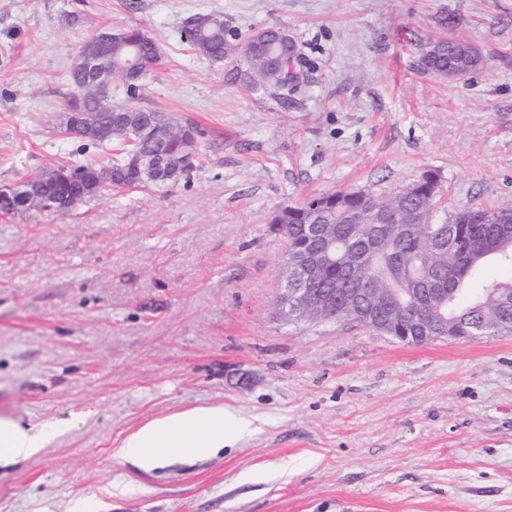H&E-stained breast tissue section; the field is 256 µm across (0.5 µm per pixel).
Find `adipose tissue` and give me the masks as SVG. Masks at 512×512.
Masks as SVG:
<instances>
[{
	"label": "adipose tissue",
	"instance_id": "adipose-tissue-1",
	"mask_svg": "<svg viewBox=\"0 0 512 512\" xmlns=\"http://www.w3.org/2000/svg\"><path fill=\"white\" fill-rule=\"evenodd\" d=\"M245 427V422L226 414L223 407H200L147 424L127 436L113 456L135 460L140 468L150 470L171 457L213 454L232 444ZM58 430L55 423L24 425L0 418V461L36 454Z\"/></svg>",
	"mask_w": 512,
	"mask_h": 512
}]
</instances>
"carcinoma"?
<instances>
[{"instance_id":"cac0c4a2","label":"carcinoma","mask_w":512,"mask_h":512,"mask_svg":"<svg viewBox=\"0 0 512 512\" xmlns=\"http://www.w3.org/2000/svg\"><path fill=\"white\" fill-rule=\"evenodd\" d=\"M183 31L190 45L209 60H222L234 45L224 16L217 12L199 13L184 20ZM112 60L115 73L124 78L128 89L139 87L149 67L161 60L158 42L144 31L134 27L113 29ZM266 39L250 37L244 44V54L250 62L251 81L259 88L289 90L295 78L281 75L297 60L289 50L288 32L265 28ZM136 55L141 62L139 74L130 76L125 70L129 56ZM483 62L477 47L468 43L439 39L419 44V64L422 69L439 76L455 71L463 77ZM68 80L75 92L69 96L63 111L71 110L74 100L83 91V78L69 69ZM87 112H97L108 119L119 112H139L134 105H116L110 97L92 96L83 104ZM162 134L146 128L134 136V145L118 152L108 160L112 166V186L115 188L152 183L146 167L158 151H165L169 159L189 174L198 161L195 146L184 148L172 142L161 143ZM101 166L94 159L80 164H63L44 170L51 176L55 194L76 198L82 194L84 177ZM335 194L311 198L299 205L275 211L269 220L271 229L283 235L286 256L292 257L309 249L326 254L320 275L313 283L317 293L329 295L347 288L371 286L378 289L377 298L369 301L353 320L380 334H389L383 326L385 319L399 325L413 315H425L442 320L441 310L447 309L446 322L456 326L461 336H481L502 333L512 323V307L500 309L503 294L512 292V282H487L477 294H453L455 282L477 274L485 262L481 256L492 245L507 242L512 245V219L503 224L485 223L490 208L477 205L463 209L444 221L434 222L435 200L428 194L397 192L388 197H376L375 214L366 215L357 201H347L336 208L329 203ZM324 226L325 241L313 248L306 244L303 225ZM467 226V247L455 253L432 252L427 248L429 238L443 225ZM348 314L341 304L300 317L302 321L345 319Z\"/></svg>"}]
</instances>
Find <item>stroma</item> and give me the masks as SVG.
<instances>
[{
    "label": "stroma",
    "mask_w": 512,
    "mask_h": 512,
    "mask_svg": "<svg viewBox=\"0 0 512 512\" xmlns=\"http://www.w3.org/2000/svg\"><path fill=\"white\" fill-rule=\"evenodd\" d=\"M0 0V188L83 162L60 131L67 73L98 32L137 27L162 59L135 99L198 126L200 163L63 214L0 215V416L67 430L0 465V512H512V333L405 344L276 309L278 208L389 196L428 171L434 218L512 207V0ZM219 12L237 48L200 56L184 20ZM288 31V98L253 90L245 40ZM484 63L447 79L417 46ZM220 405L249 421L215 454L143 470L113 448ZM128 485L123 495L113 484ZM483 62L477 47L468 43L439 39L419 44V64L425 71L439 76H451L454 70L459 77L474 71Z\"/></svg>",
    "instance_id": "35a3bbf8"
}]
</instances>
